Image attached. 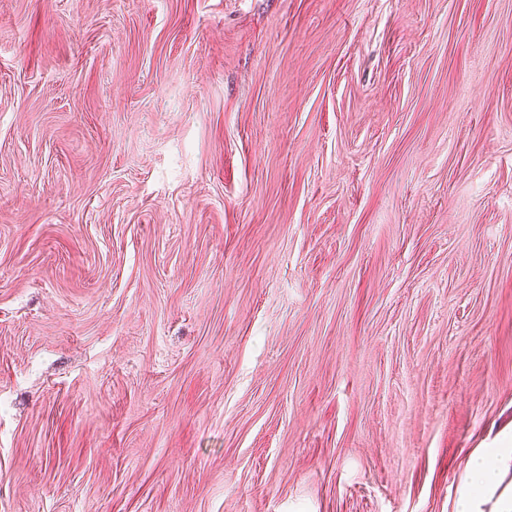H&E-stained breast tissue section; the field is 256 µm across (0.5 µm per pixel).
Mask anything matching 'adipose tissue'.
I'll return each instance as SVG.
<instances>
[{
    "label": "adipose tissue",
    "instance_id": "obj_1",
    "mask_svg": "<svg viewBox=\"0 0 512 512\" xmlns=\"http://www.w3.org/2000/svg\"><path fill=\"white\" fill-rule=\"evenodd\" d=\"M455 512H512V440L470 459Z\"/></svg>",
    "mask_w": 512,
    "mask_h": 512
}]
</instances>
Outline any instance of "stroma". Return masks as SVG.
Listing matches in <instances>:
<instances>
[{
	"label": "stroma",
	"instance_id": "stroma-1",
	"mask_svg": "<svg viewBox=\"0 0 512 512\" xmlns=\"http://www.w3.org/2000/svg\"><path fill=\"white\" fill-rule=\"evenodd\" d=\"M512 432V0H0V512H453Z\"/></svg>",
	"mask_w": 512,
	"mask_h": 512
}]
</instances>
